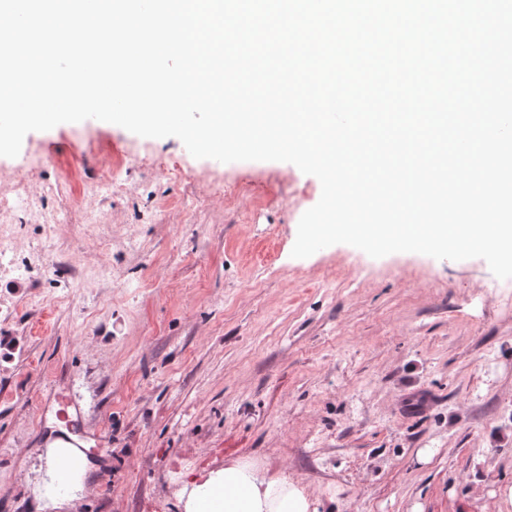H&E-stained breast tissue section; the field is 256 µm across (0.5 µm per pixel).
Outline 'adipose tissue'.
I'll return each instance as SVG.
<instances>
[{
    "mask_svg": "<svg viewBox=\"0 0 512 512\" xmlns=\"http://www.w3.org/2000/svg\"><path fill=\"white\" fill-rule=\"evenodd\" d=\"M183 512H319L299 481L249 459L230 460L185 484Z\"/></svg>",
    "mask_w": 512,
    "mask_h": 512,
    "instance_id": "adipose-tissue-1",
    "label": "adipose tissue"
}]
</instances>
